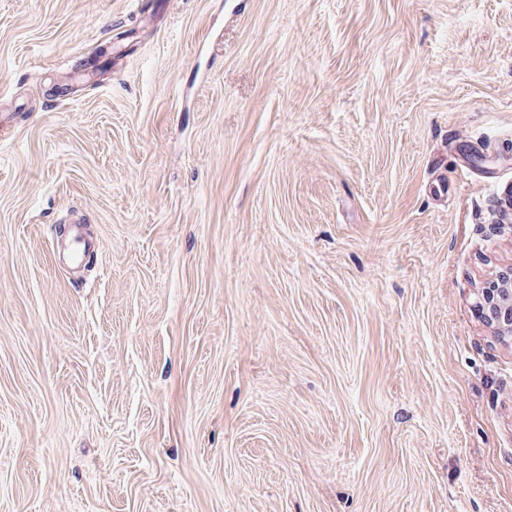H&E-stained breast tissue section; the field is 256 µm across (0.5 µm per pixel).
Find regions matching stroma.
<instances>
[{"label": "stroma", "instance_id": "35a3bbf8", "mask_svg": "<svg viewBox=\"0 0 512 512\" xmlns=\"http://www.w3.org/2000/svg\"><path fill=\"white\" fill-rule=\"evenodd\" d=\"M151 2L0 0V512H512V0ZM509 304V312L503 317L502 305ZM482 313L487 318L486 323L497 330L498 336L512 338V279L493 291L483 289L480 301Z\"/></svg>", "mask_w": 512, "mask_h": 512}]
</instances>
